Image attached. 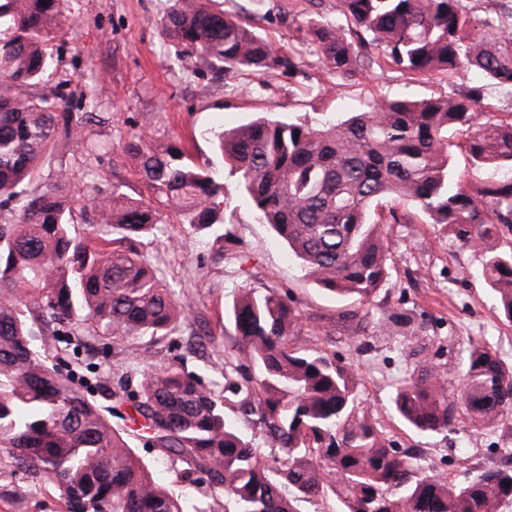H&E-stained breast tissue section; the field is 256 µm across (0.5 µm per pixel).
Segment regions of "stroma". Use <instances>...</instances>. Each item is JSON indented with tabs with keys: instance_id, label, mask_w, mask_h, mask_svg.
<instances>
[{
	"instance_id": "stroma-1",
	"label": "stroma",
	"mask_w": 512,
	"mask_h": 512,
	"mask_svg": "<svg viewBox=\"0 0 512 512\" xmlns=\"http://www.w3.org/2000/svg\"><path fill=\"white\" fill-rule=\"evenodd\" d=\"M166 6L167 0H63L51 67L26 92L63 89L74 111L93 110L98 120L86 128V145L59 141L41 164L42 178L62 168L75 195L107 192L121 182L136 198L147 188L136 161L122 156L134 131L148 130L157 145L185 149L205 168L216 161L213 131L261 115L313 123L329 115L346 116L383 97H454L471 82L463 73L412 76L381 55L351 77L324 67L307 52L308 33L318 23L345 25L341 0H264L254 20L256 30L275 47L302 50L298 76L214 73L197 58L176 57L159 24ZM223 208L232 216L225 227L229 240L173 222L169 239H148L142 246L160 280L191 305L174 333L177 351L141 339V346L151 347L153 363H168L178 354L187 370L207 380L216 367L226 368L238 381L252 376L251 367L233 356V329L224 320V309L237 289L273 291L300 312L298 345L356 371L362 406L393 447L424 449V463L452 479L506 460L512 422L477 429L461 421L453 431L423 438L390 412L394 387L410 366V349L425 348L452 379L470 341L488 340L512 356V325L494 312L492 295L476 273L479 255L455 240L447 225L427 223L415 208L400 205L404 222L384 227L391 243L387 280L372 305L362 307L316 286L269 225L256 221L229 178ZM397 310L407 316L406 324L391 322ZM199 326L209 329L213 340L194 351L186 343L191 329ZM74 363L91 385V399L104 406L112 402L104 376L125 374L134 385L140 379L141 365L122 343L105 356L98 341L83 338ZM0 512H64V503L45 478L15 471L8 452L0 450Z\"/></svg>"
}]
</instances>
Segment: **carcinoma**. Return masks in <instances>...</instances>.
<instances>
[{
	"label": "carcinoma",
	"mask_w": 512,
	"mask_h": 512,
	"mask_svg": "<svg viewBox=\"0 0 512 512\" xmlns=\"http://www.w3.org/2000/svg\"><path fill=\"white\" fill-rule=\"evenodd\" d=\"M61 0H0V448L13 466L49 481L66 512H502L512 503V461L450 479L387 443L362 407L354 371L294 343L298 310L274 292L241 288L224 310L236 358L255 379L204 383L175 364L147 361L174 334L187 304L176 299L140 250L167 234L173 214L193 229L226 224L224 177L154 147L135 132V158L152 196L118 187L85 199L79 232L64 170L40 183L39 165L59 138L78 140L96 120L70 110L67 94L14 89L39 83L52 54ZM162 32L220 73L294 75V49L280 51L221 0H170ZM347 27L317 24L310 44L345 76L377 49L412 75L468 71L512 87V29L476 21L462 0H342ZM484 85L456 97L373 100L346 119L316 124L260 117L213 134L240 197L272 227L317 285L363 305L383 287L390 261L381 225L400 223L385 201L413 205L479 254L477 273L499 320L512 324V120L481 111ZM464 136L450 140L449 131ZM467 154L472 177L452 166ZM116 340L145 361L138 389L112 386L100 406L75 384L73 338ZM53 336L49 354L36 336ZM391 409L407 430L430 437L512 419V358L485 340L470 344L459 377L412 352ZM254 416L282 457L268 463L229 412ZM140 423L177 477L199 483L175 494L135 454L112 419Z\"/></svg>",
	"instance_id": "cac0c4a2"
}]
</instances>
